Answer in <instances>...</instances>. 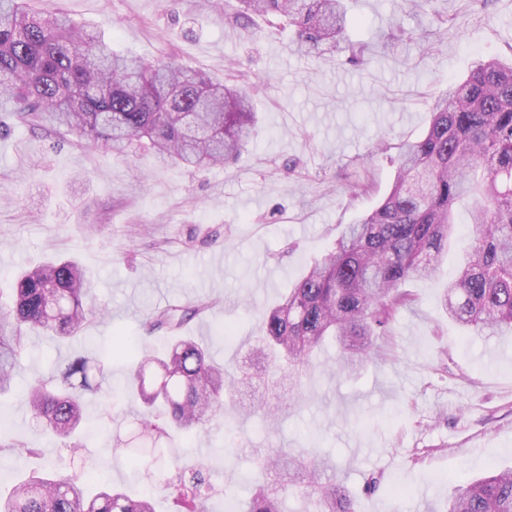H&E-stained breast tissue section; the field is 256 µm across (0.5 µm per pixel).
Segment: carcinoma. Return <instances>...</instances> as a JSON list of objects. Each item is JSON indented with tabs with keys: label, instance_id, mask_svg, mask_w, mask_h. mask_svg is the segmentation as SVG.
<instances>
[{
	"label": "carcinoma",
	"instance_id": "carcinoma-1",
	"mask_svg": "<svg viewBox=\"0 0 512 512\" xmlns=\"http://www.w3.org/2000/svg\"><path fill=\"white\" fill-rule=\"evenodd\" d=\"M233 24L247 29L256 17L295 28V50L321 57L343 55L358 64L368 47L342 41L343 0H224ZM425 135L398 157L389 193L372 211L345 227L334 247L288 290L263 319L254 337L257 361L248 368L214 360L207 346L182 336L185 325L210 312L206 301L169 305L141 323V339L159 331L171 342L161 352L139 351L122 392L146 409L143 434L188 441L213 422L231 420L224 399L259 389L291 396L328 341L341 349L342 370L355 372L373 352L374 339L389 332L396 311L411 303L402 285L434 276L458 234L455 210L469 204L470 223L462 259L448 281V317L477 334L512 333V61L475 63L461 82L430 107ZM0 112L16 125L65 131L86 147H105L125 158L141 149L160 165L226 164L249 143L255 126L250 89L228 84L173 61L155 62L112 50L94 29L62 14L27 10L24 0H0ZM89 279L74 261H49L22 271L10 305L0 306V394L12 391L30 334L60 341L80 336L102 309L88 301ZM93 354L57 364V375L27 390V405L45 431L70 439L84 425V394L106 381ZM267 425L283 408L250 402ZM138 449L128 454L135 470H150ZM260 472L244 512H283L286 471L303 483L313 512H355L354 500L332 473L329 460L310 448L299 456L283 448L252 451ZM167 466L175 474L161 489L178 512H208L209 466ZM0 512H155L153 498L119 490L86 491L85 475H31L0 496ZM445 512H512V469L458 481Z\"/></svg>",
	"mask_w": 512,
	"mask_h": 512
}]
</instances>
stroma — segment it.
I'll return each instance as SVG.
<instances>
[{
    "label": "stroma",
    "instance_id": "1",
    "mask_svg": "<svg viewBox=\"0 0 512 512\" xmlns=\"http://www.w3.org/2000/svg\"><path fill=\"white\" fill-rule=\"evenodd\" d=\"M33 12H61L104 31L115 50L176 59L235 84L255 85L258 125L252 143L225 166L156 167L150 155L118 158L106 149L56 144L27 128L0 139V300L13 276L50 257L77 259L92 276L107 316L85 337L61 345L33 337L14 391L0 398V442H23L38 456L15 464L0 455V491L28 472L96 468L89 485L157 496L158 480L135 475L114 437L137 435L141 405L122 397L127 363L109 352L116 333L140 335L145 316L167 304L209 301V315L188 324L216 360H248V336L264 312L334 246L347 224L375 207L390 187L398 155L426 131L429 105L481 56L512 57V0H429L399 13L395 0H345L346 37L368 45L364 64L306 57L292 31L257 21L229 25L224 0H28ZM399 16L413 34L388 37ZM362 185L351 197V185ZM461 241L438 278L412 279V305L399 310L358 377L319 356L277 432L236 416L234 432L215 423L186 448L182 461L212 467L216 496L242 507L251 494L247 465L225 455L229 444L298 450L320 443L355 492L356 512H444L455 479L512 465V335L478 336L443 307ZM237 329L234 341L220 324ZM94 351L112 372L111 394L90 397L80 451L51 440L25 401L28 384L50 377L57 362ZM380 480L369 492V477Z\"/></svg>",
    "mask_w": 512,
    "mask_h": 512
}]
</instances>
